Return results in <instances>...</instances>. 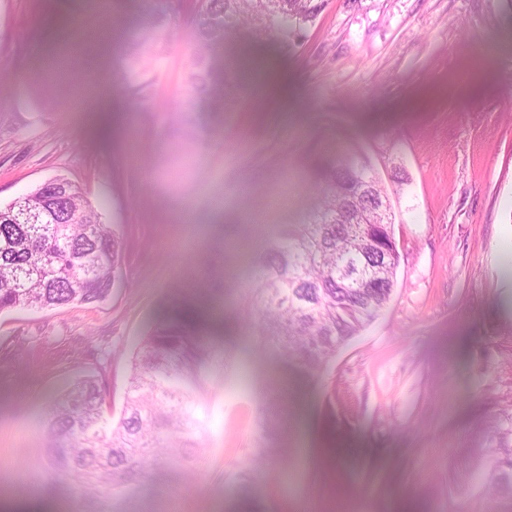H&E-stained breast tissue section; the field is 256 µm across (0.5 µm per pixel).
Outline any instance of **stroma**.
Listing matches in <instances>:
<instances>
[{
    "label": "stroma",
    "instance_id": "35a3bbf8",
    "mask_svg": "<svg viewBox=\"0 0 512 512\" xmlns=\"http://www.w3.org/2000/svg\"><path fill=\"white\" fill-rule=\"evenodd\" d=\"M199 0H0V204L57 175L125 242L102 302L0 314V501L95 512L45 470L39 423L104 374L120 417L136 342L164 309L221 305L196 478L112 512H512L476 476L512 415V0H326L291 44L247 30L198 65ZM141 85L115 87L145 10ZM72 80L46 103L45 59ZM232 59L238 81L206 70ZM386 188L400 253L380 315L315 378L238 304L265 239L305 217L339 148Z\"/></svg>",
    "mask_w": 512,
    "mask_h": 512
}]
</instances>
